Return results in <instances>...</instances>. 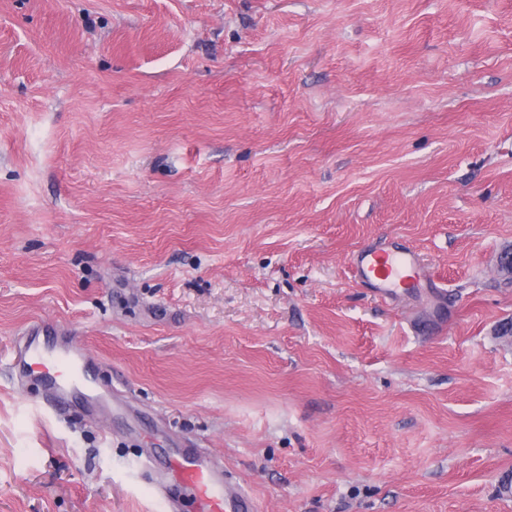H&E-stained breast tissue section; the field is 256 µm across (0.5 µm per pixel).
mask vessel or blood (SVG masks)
Instances as JSON below:
<instances>
[{"instance_id": "obj_1", "label": "vessel or blood", "mask_w": 512, "mask_h": 512, "mask_svg": "<svg viewBox=\"0 0 512 512\" xmlns=\"http://www.w3.org/2000/svg\"><path fill=\"white\" fill-rule=\"evenodd\" d=\"M351 267L358 279L375 282L384 297L398 286L417 283L424 275L420 258L407 250L364 251L353 258ZM92 362L83 345L40 324L26 332L14 369L24 377L38 374L49 395L64 403L92 386ZM173 471L188 489L197 512H255L250 494L227 484L223 467L204 463L199 449H182Z\"/></svg>"}]
</instances>
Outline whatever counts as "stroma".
I'll return each instance as SVG.
<instances>
[{
    "label": "stroma",
    "mask_w": 512,
    "mask_h": 512,
    "mask_svg": "<svg viewBox=\"0 0 512 512\" xmlns=\"http://www.w3.org/2000/svg\"><path fill=\"white\" fill-rule=\"evenodd\" d=\"M398 241L429 283L349 258ZM512 0H0V512H512ZM76 337L112 414L12 369ZM359 280L376 282L379 294L387 297L399 285L411 286L424 275L420 258L413 252L364 251L351 261ZM173 471L188 489L195 512H254L250 494L224 481L222 466L208 465L201 458L199 448H183Z\"/></svg>",
    "instance_id": "stroma-1"
}]
</instances>
